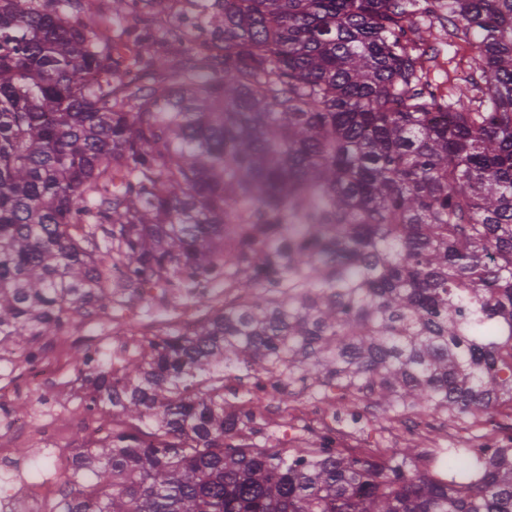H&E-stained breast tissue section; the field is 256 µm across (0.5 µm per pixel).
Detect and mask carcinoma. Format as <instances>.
Wrapping results in <instances>:
<instances>
[{
  "label": "carcinoma",
  "mask_w": 512,
  "mask_h": 512,
  "mask_svg": "<svg viewBox=\"0 0 512 512\" xmlns=\"http://www.w3.org/2000/svg\"><path fill=\"white\" fill-rule=\"evenodd\" d=\"M112 0H0V350L27 359L152 288L195 309L112 361L116 427L67 512H512V450L267 448L224 418L244 358L282 396L512 425V0H198L211 54ZM448 11L451 27L418 21ZM478 34L446 91L430 40ZM478 106H473V100Z\"/></svg>",
  "instance_id": "1"
}]
</instances>
